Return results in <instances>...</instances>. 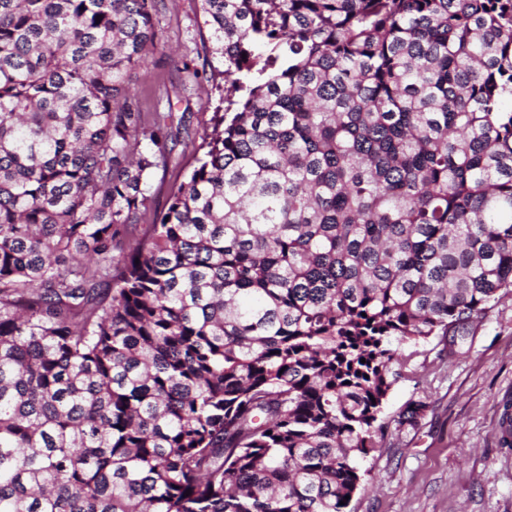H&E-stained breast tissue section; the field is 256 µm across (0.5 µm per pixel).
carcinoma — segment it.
Wrapping results in <instances>:
<instances>
[{
  "instance_id": "carcinoma-1",
  "label": "carcinoma",
  "mask_w": 512,
  "mask_h": 512,
  "mask_svg": "<svg viewBox=\"0 0 512 512\" xmlns=\"http://www.w3.org/2000/svg\"><path fill=\"white\" fill-rule=\"evenodd\" d=\"M200 2L152 212L157 0H0V512H345L400 347L512 294V0ZM158 19L162 38L155 57L165 61L163 77L157 80L155 74L137 69L130 73L129 82L142 101L144 112H154L158 105L162 108L168 95L174 104L175 127L185 112L187 129L180 128V142L166 171L159 170L151 180L152 209L163 208L171 186L186 181L193 162L190 153L201 143L212 115V108H206L207 99L217 95L211 84L202 79V73L206 70L209 76L211 67L223 69L222 58L215 51L212 30L204 23L199 0H158ZM184 62L190 64V71L183 69ZM194 69L199 71L200 79L192 77Z\"/></svg>"
}]
</instances>
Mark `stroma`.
Returning a JSON list of instances; mask_svg holds the SVG:
<instances>
[{
	"mask_svg": "<svg viewBox=\"0 0 512 512\" xmlns=\"http://www.w3.org/2000/svg\"><path fill=\"white\" fill-rule=\"evenodd\" d=\"M158 19L155 56L165 66L158 75L134 70L129 82L144 111L170 101L185 117L166 171L151 180V205L160 209L171 186L185 181L212 115L211 85L191 72L222 60L199 0H158ZM401 353L404 374L383 415L419 398L427 407L416 428L386 430L380 451L363 464L366 486L347 512H512V448L499 443L503 403L512 399V297L490 304L456 354L436 336Z\"/></svg>",
	"mask_w": 512,
	"mask_h": 512,
	"instance_id": "1",
	"label": "stroma"
}]
</instances>
